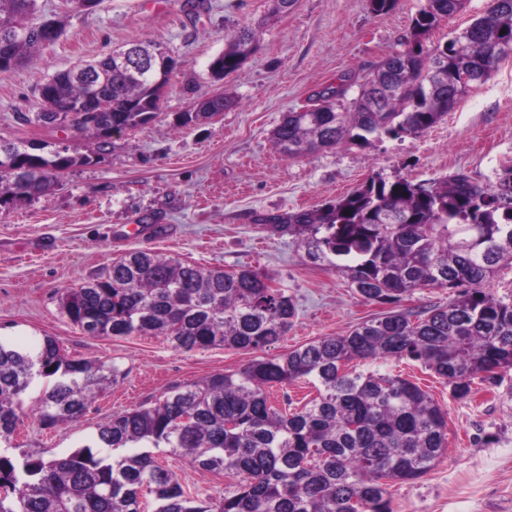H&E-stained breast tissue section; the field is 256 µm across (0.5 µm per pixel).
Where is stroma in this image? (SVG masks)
Listing matches in <instances>:
<instances>
[{"label": "stroma", "mask_w": 512, "mask_h": 512, "mask_svg": "<svg viewBox=\"0 0 512 512\" xmlns=\"http://www.w3.org/2000/svg\"><path fill=\"white\" fill-rule=\"evenodd\" d=\"M425 0H398L376 16L366 0H296L266 21L269 0H101L89 11L65 0H38L39 17H63L64 31L31 61L0 74V137L73 147L68 128L23 123L41 108L44 79L81 61L107 56L133 41L162 43L178 61L158 115L147 125L96 140L90 163L60 176L45 196L0 207V340L26 348L54 337L67 353L119 366L122 375L78 423L40 429L25 418L16 437L24 450L63 456L96 446L108 416L158 399L170 387L246 365L252 352L224 348L185 352L153 336L93 337L59 305L66 289L100 276L126 251L147 248L206 268H249L286 288L297 317L271 345L282 353L348 331L388 307L365 301L344 274L311 262L296 237L271 232L267 217L336 201L370 177L438 181L464 171L483 185L512 168V54L472 88L434 127L417 135L345 143L294 158L272 132L289 111L340 78L364 80L400 50ZM258 26V49L237 71L214 80L209 66L236 28ZM232 107L179 126V113L214 94ZM156 216L163 234L131 236L140 218ZM429 391L448 412V447L422 477L390 489L393 512H512V370L477 381L464 399L420 364L389 362ZM151 454L199 499L233 491L234 478L200 472L166 449Z\"/></svg>", "instance_id": "1"}]
</instances>
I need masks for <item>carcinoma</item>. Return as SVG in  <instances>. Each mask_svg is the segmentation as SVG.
<instances>
[{"label": "carcinoma", "instance_id": "obj_1", "mask_svg": "<svg viewBox=\"0 0 512 512\" xmlns=\"http://www.w3.org/2000/svg\"><path fill=\"white\" fill-rule=\"evenodd\" d=\"M467 0H426L404 49L376 66L347 98L349 84L315 94L304 112H288L272 133L288 157L369 137L420 134L438 123L474 85L485 82L512 48V0H488L459 35L432 49L423 40L463 11ZM36 0H0V73L54 43L58 21L29 23ZM22 26L21 41L10 29ZM257 44L256 30L235 31L224 73L237 70ZM95 94L107 109L80 119L41 111L23 121L54 128L68 120L74 138L108 143L104 130L136 129L161 109L168 75L95 61ZM90 75L79 65L49 77L55 102L76 100ZM389 76L398 91L373 108L367 86ZM232 104L214 95L179 126L211 118ZM79 147L48 155L0 138V206L49 193L63 169L88 163ZM297 236L313 262L346 274L368 302L398 303L422 288H455L445 306L390 311L347 332L286 353L266 349L288 333L297 308L286 289L251 269H204L150 249H135L101 276L65 291L60 308L94 337L158 336L186 352L212 347L257 353L243 368L171 387L151 406L114 413L98 425L119 458L89 448L66 456L0 453V512H391L389 488L427 472L447 448V412L417 383L382 370L389 360L420 363L464 399L479 378L512 369V303L489 283L512 266V169L494 185L464 172L432 183L372 178L320 208L273 218ZM122 376L115 365L67 354L52 336L26 350L0 341V442L23 425V399L35 379L53 383L32 409L43 429L72 424ZM297 381L317 396L285 413L270 391ZM170 449L202 472L228 474L236 490L200 500L177 474L136 448Z\"/></svg>", "mask_w": 512, "mask_h": 512}]
</instances>
